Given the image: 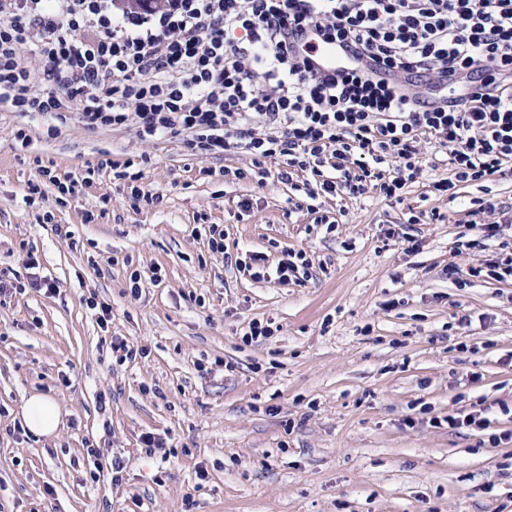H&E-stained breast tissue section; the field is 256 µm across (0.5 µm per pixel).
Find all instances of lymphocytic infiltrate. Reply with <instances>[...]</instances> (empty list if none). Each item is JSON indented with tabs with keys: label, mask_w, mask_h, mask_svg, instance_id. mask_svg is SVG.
Instances as JSON below:
<instances>
[{
	"label": "lymphocytic infiltrate",
	"mask_w": 512,
	"mask_h": 512,
	"mask_svg": "<svg viewBox=\"0 0 512 512\" xmlns=\"http://www.w3.org/2000/svg\"><path fill=\"white\" fill-rule=\"evenodd\" d=\"M347 49L356 65L314 72L308 29ZM448 81L449 94L428 86ZM0 110L47 122L70 117L90 130L135 125L145 142L181 140L190 155H247L248 168L206 167L289 185V205L377 195L402 203L425 168L420 142L448 159L439 192L512 175V0H169L160 9L115 0H0ZM132 209L153 204L132 162L102 159L81 172L37 168L23 200L46 191L79 196L103 173ZM497 259L474 278H512V243L482 224ZM276 266L260 252L237 258L253 279L287 283L313 267L281 248Z\"/></svg>",
	"instance_id": "lymphocytic-infiltrate-1"
}]
</instances>
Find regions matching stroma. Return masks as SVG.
I'll return each instance as SVG.
<instances>
[{
	"instance_id": "35a3bbf8",
	"label": "stroma",
	"mask_w": 512,
	"mask_h": 512,
	"mask_svg": "<svg viewBox=\"0 0 512 512\" xmlns=\"http://www.w3.org/2000/svg\"><path fill=\"white\" fill-rule=\"evenodd\" d=\"M21 127L24 152L12 147ZM105 151L133 160L160 202L132 210L105 173L66 205L24 204L34 159L64 175ZM202 166L181 141L144 143L131 126L74 119L52 136L0 112V269L25 276L35 252L57 284L0 302V512H512V279L469 275L496 242L457 245L479 189L436 191L442 163L400 204L321 198L292 211L277 179L212 181ZM245 197L256 205L241 220ZM45 209L54 223H40ZM431 209L444 221L409 223ZM202 214L223 225L225 254L197 232ZM283 243L311 256L308 280L258 281L230 262L252 250L276 263ZM91 298L111 305L107 326ZM255 319L274 336L244 342ZM116 341L138 357L121 360ZM33 394L61 408L53 438L26 429ZM470 413L488 429L442 422ZM146 432L166 439L168 459L146 456ZM90 445L124 459L120 485L92 476Z\"/></svg>"
}]
</instances>
